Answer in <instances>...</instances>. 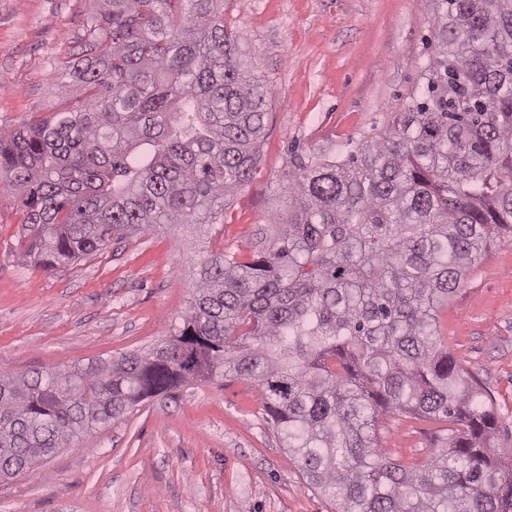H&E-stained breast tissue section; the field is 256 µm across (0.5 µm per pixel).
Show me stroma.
<instances>
[{
    "mask_svg": "<svg viewBox=\"0 0 512 512\" xmlns=\"http://www.w3.org/2000/svg\"><path fill=\"white\" fill-rule=\"evenodd\" d=\"M227 29L272 91L249 182L212 224L160 225L48 271L21 191L0 192V367L62 369L141 352L182 322L199 263L268 246L288 211L295 156L344 158L385 130L420 84L431 0H220ZM98 0H0V130L79 98L68 64ZM448 349L493 399L494 451L512 458V244L479 259L444 308ZM403 465L447 447L445 422L396 414L377 428ZM267 421L253 381L227 377L149 398L0 483V512H336Z\"/></svg>",
    "mask_w": 512,
    "mask_h": 512,
    "instance_id": "1",
    "label": "stroma"
}]
</instances>
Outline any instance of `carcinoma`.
<instances>
[{
	"mask_svg": "<svg viewBox=\"0 0 512 512\" xmlns=\"http://www.w3.org/2000/svg\"><path fill=\"white\" fill-rule=\"evenodd\" d=\"M71 75L85 98L0 132V190L26 194L48 268L156 224H211L250 179L271 92L215 0H100ZM421 90L377 138L300 161L288 214L248 260L200 265L183 324L146 351L0 371V481L189 381H253L303 477L337 512H512L490 399L439 315L512 243V0H433ZM458 426L403 466L376 425Z\"/></svg>",
	"mask_w": 512,
	"mask_h": 512,
	"instance_id": "carcinoma-1",
	"label": "carcinoma"
}]
</instances>
